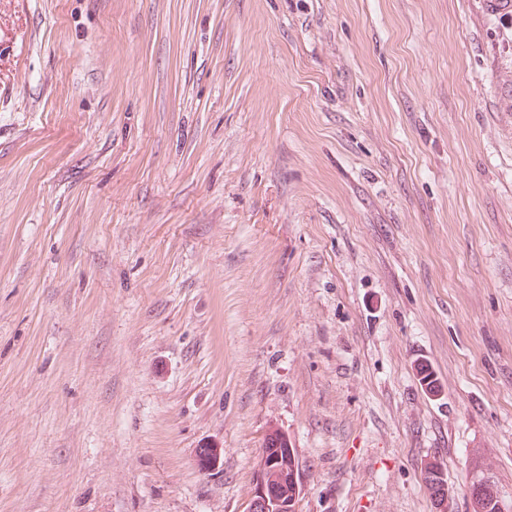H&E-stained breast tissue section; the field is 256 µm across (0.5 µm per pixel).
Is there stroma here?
Returning a JSON list of instances; mask_svg holds the SVG:
<instances>
[{
    "mask_svg": "<svg viewBox=\"0 0 512 512\" xmlns=\"http://www.w3.org/2000/svg\"><path fill=\"white\" fill-rule=\"evenodd\" d=\"M272 426L512 512V0H0V512H243ZM493 484L498 489V486L495 481H493ZM493 484L486 478H482L477 475H472L469 482L468 490L470 493L472 492L475 496L481 497L483 495H487L488 497L493 496L495 498L497 496V493ZM500 502L501 500L499 498H496V500H494L493 498H487L486 496H483L482 498L471 497V506L473 512H500L498 507Z\"/></svg>",
    "mask_w": 512,
    "mask_h": 512,
    "instance_id": "35a3bbf8",
    "label": "stroma"
}]
</instances>
